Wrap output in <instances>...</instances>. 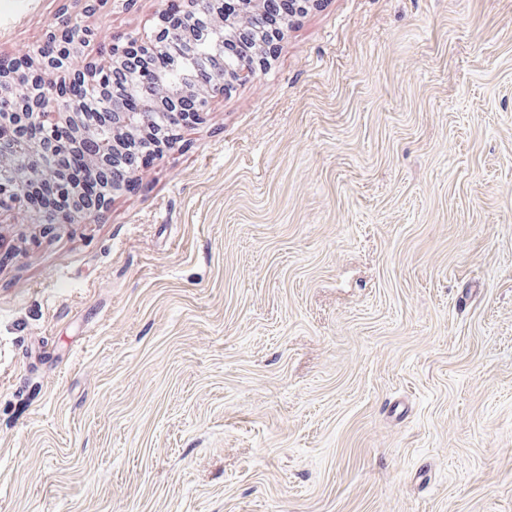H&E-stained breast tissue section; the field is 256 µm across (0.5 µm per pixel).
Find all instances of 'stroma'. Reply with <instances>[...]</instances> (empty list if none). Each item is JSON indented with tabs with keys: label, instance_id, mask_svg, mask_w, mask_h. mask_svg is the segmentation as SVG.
<instances>
[{
	"label": "stroma",
	"instance_id": "stroma-1",
	"mask_svg": "<svg viewBox=\"0 0 512 512\" xmlns=\"http://www.w3.org/2000/svg\"><path fill=\"white\" fill-rule=\"evenodd\" d=\"M76 10L0 0V58ZM28 221L0 512H512V0H318L134 189Z\"/></svg>",
	"mask_w": 512,
	"mask_h": 512
}]
</instances>
